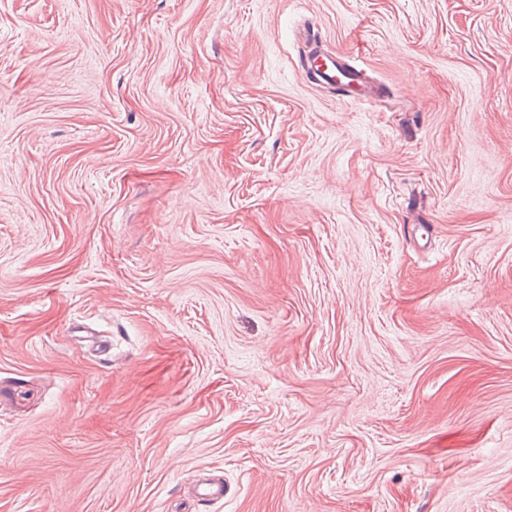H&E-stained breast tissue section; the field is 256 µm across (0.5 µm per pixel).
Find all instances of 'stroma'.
<instances>
[{
    "mask_svg": "<svg viewBox=\"0 0 512 512\" xmlns=\"http://www.w3.org/2000/svg\"><path fill=\"white\" fill-rule=\"evenodd\" d=\"M0 512H512V0H0ZM310 39H312V43L314 42L315 45H310L307 56L305 58L304 70L307 71V76L313 81L326 82L329 84L336 83V81L341 83V76L344 77V73L338 67L336 60L333 57H324L321 55L315 41L316 35L314 32ZM315 51L320 55L319 58L322 59L323 65H317L315 67L314 64L310 61V55Z\"/></svg>",
    "mask_w": 512,
    "mask_h": 512,
    "instance_id": "stroma-1",
    "label": "stroma"
}]
</instances>
